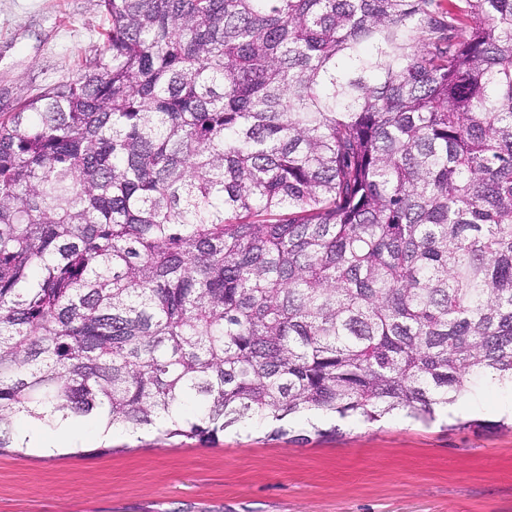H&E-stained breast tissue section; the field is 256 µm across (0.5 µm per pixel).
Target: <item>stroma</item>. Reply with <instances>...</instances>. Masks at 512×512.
<instances>
[{
  "mask_svg": "<svg viewBox=\"0 0 512 512\" xmlns=\"http://www.w3.org/2000/svg\"><path fill=\"white\" fill-rule=\"evenodd\" d=\"M105 25L99 0H0V114L77 75ZM510 402L486 383L427 425L340 418L332 437L253 426L213 443L145 432L109 452L88 422L58 451L0 453V512H512Z\"/></svg>",
  "mask_w": 512,
  "mask_h": 512,
  "instance_id": "stroma-1",
  "label": "stroma"
}]
</instances>
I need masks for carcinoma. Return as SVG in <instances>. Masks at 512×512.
I'll use <instances>...</instances> for the list:
<instances>
[{"label": "carcinoma", "mask_w": 512, "mask_h": 512, "mask_svg": "<svg viewBox=\"0 0 512 512\" xmlns=\"http://www.w3.org/2000/svg\"><path fill=\"white\" fill-rule=\"evenodd\" d=\"M100 6L0 118V451L512 384V0Z\"/></svg>", "instance_id": "1"}]
</instances>
